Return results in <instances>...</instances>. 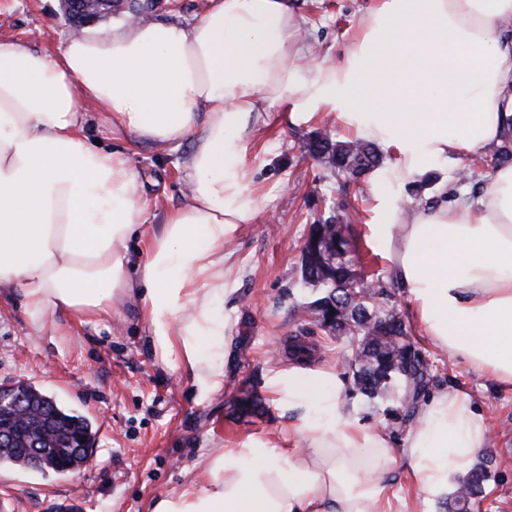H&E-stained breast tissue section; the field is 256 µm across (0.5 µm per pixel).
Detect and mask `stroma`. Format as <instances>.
<instances>
[{
  "instance_id": "35a3bbf8",
  "label": "stroma",
  "mask_w": 512,
  "mask_h": 512,
  "mask_svg": "<svg viewBox=\"0 0 512 512\" xmlns=\"http://www.w3.org/2000/svg\"><path fill=\"white\" fill-rule=\"evenodd\" d=\"M372 0H292L303 18V32L316 58L339 56L358 19ZM71 33L60 0H0V36L53 51ZM91 123L89 137L117 150H131L146 187L148 223L163 224L187 193L185 161L189 144L180 147L135 142L133 135H112L96 103L83 105ZM344 139L335 117L308 124L282 120L257 135L248 163L261 197L259 213L240 225L226 246L230 273L224 285V321L230 337L223 385L198 398L183 365L159 363L149 330L135 306L120 308L111 322L78 326L62 315L33 332L17 296L0 295V386L25 382L53 397L65 410L85 416L96 434L92 463L61 476L51 472L0 466V512H151L191 478L201 449L234 448L255 440L271 453L290 447V430L300 416H315L308 401L288 402L273 392V378L295 368L284 346L300 337L314 349L304 370H335L344 382L341 408L366 428L402 439L409 426L390 401H371L356 391L347 360L352 347L344 336L327 335L303 321L299 308L315 300L301 282V248L310 225L339 215L358 244L355 254L368 275L382 282L377 304L395 309L417 349L431 365L430 390L456 387L488 415L492 442L477 465L487 472L482 512H512V386L505 388L462 359L448 357L426 343L408 295L390 279L369 229L376 194L404 200H455L483 193L491 172L478 180L458 179L459 165L419 176L422 190L394 181L390 151L385 164L358 182L342 185L313 158L307 146L316 136ZM417 182V183H418ZM255 392L266 412L260 417L234 415L240 392Z\"/></svg>"
}]
</instances>
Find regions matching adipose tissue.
<instances>
[{"label":"adipose tissue","mask_w":512,"mask_h":512,"mask_svg":"<svg viewBox=\"0 0 512 512\" xmlns=\"http://www.w3.org/2000/svg\"><path fill=\"white\" fill-rule=\"evenodd\" d=\"M210 2L190 24L124 21L53 52L0 37V292H19L37 329L57 314L106 323L136 300L157 360L183 364L203 396L224 382V240L260 210L246 157L262 118L336 115L392 149L400 182L499 143L512 118V40L498 34L512 0H374L322 60L288 0ZM86 100L137 139H192L189 194L159 230L130 155L83 135ZM376 201L371 233L423 335L512 384V167L471 201ZM274 386L316 405L294 427L306 449H204L152 512H420L490 441L468 394H432L402 448L418 493L401 497L383 479L389 436L342 411L336 373Z\"/></svg>","instance_id":"ef3b65f1"}]
</instances>
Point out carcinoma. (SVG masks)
<instances>
[{
    "label": "carcinoma",
    "instance_id": "cac0c4a2",
    "mask_svg": "<svg viewBox=\"0 0 512 512\" xmlns=\"http://www.w3.org/2000/svg\"><path fill=\"white\" fill-rule=\"evenodd\" d=\"M308 148L347 183L358 181L382 163L375 144L364 139L334 140L326 133L311 141ZM491 159L497 168L512 161L511 124ZM301 278L305 286L320 293V297L302 307V312L324 331L352 340L348 367L355 389L371 401L398 402L404 420L412 421L419 398L431 382V365L416 349L409 330L395 310L368 309L369 303L385 294L381 283L369 279L363 270L355 269L348 261L336 263L335 288L323 283L325 275L319 268L301 265ZM327 304L336 310L334 327L326 325L321 318V307ZM25 391L35 415L24 427H9L14 439L4 447L0 445V465L31 466L29 448L35 444L63 455L64 468L73 471L82 466L83 456L63 450V445L72 438L94 446L95 437L87 418L45 400V395L30 384L25 385ZM235 410L260 416L265 407L261 399L249 393L238 399ZM486 478L485 470L476 469L460 480L444 509L447 512H472L474 505L482 499Z\"/></svg>",
    "mask_w": 512,
    "mask_h": 512
}]
</instances>
